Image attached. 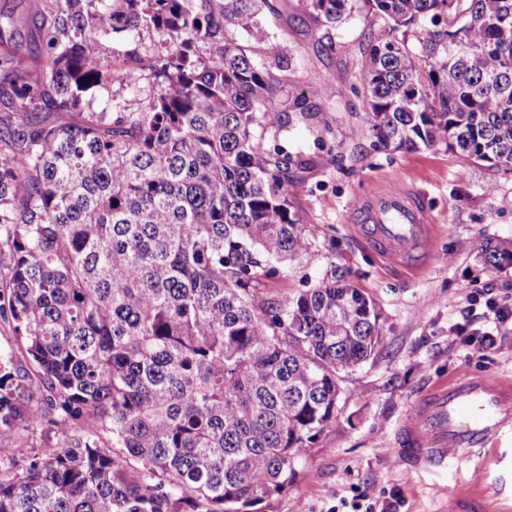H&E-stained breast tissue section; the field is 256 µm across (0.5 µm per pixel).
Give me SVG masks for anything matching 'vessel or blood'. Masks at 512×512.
<instances>
[{"label": "vessel or blood", "instance_id": "b4317fda", "mask_svg": "<svg viewBox=\"0 0 512 512\" xmlns=\"http://www.w3.org/2000/svg\"><path fill=\"white\" fill-rule=\"evenodd\" d=\"M353 220L369 225L368 243L390 259L430 244L434 230L414 191L402 184L381 187L362 199ZM509 443L512 382L504 379L435 382L418 400L414 419L397 432L399 453L415 469L484 457Z\"/></svg>", "mask_w": 512, "mask_h": 512}]
</instances>
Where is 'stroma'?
<instances>
[{"label":"stroma","mask_w":512,"mask_h":512,"mask_svg":"<svg viewBox=\"0 0 512 512\" xmlns=\"http://www.w3.org/2000/svg\"><path fill=\"white\" fill-rule=\"evenodd\" d=\"M262 20L270 40L250 44V56L269 62L274 50L289 55L276 73L285 93L280 107L302 96L311 110L279 136L303 163L292 201L310 249L302 264L281 270L260 291L273 297L317 283L336 262L374 300L381 327L375 354L343 373L335 418L304 451L296 482L269 512H354L366 493L395 512H451V483L483 495L488 512H512V446L496 462L464 459L412 470L395 442L419 392L434 381L512 377V330L490 352L463 346L453 330L472 298L489 293L512 304V267H490L481 251L489 239L512 241V173L466 162L442 145L373 150L356 87L379 26L364 13L330 29L301 0H268ZM393 182L421 193L439 227L427 252L396 262L369 248L351 220L363 195Z\"/></svg>","instance_id":"1"}]
</instances>
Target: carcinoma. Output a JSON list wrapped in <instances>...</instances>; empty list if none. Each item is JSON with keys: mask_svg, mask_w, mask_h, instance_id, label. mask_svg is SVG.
Instances as JSON below:
<instances>
[{"mask_svg": "<svg viewBox=\"0 0 512 512\" xmlns=\"http://www.w3.org/2000/svg\"><path fill=\"white\" fill-rule=\"evenodd\" d=\"M265 0H14L0 9V512H265L336 414L379 315L330 263L260 281L309 244L302 161L262 44ZM358 0H303L314 20ZM374 147L444 145L512 172V0H363ZM153 29L167 53L105 57ZM153 80L130 111L112 83ZM485 261L512 266V245ZM42 444L20 451L26 433Z\"/></svg>", "mask_w": 512, "mask_h": 512, "instance_id": "obj_1", "label": "carcinoma"}]
</instances>
